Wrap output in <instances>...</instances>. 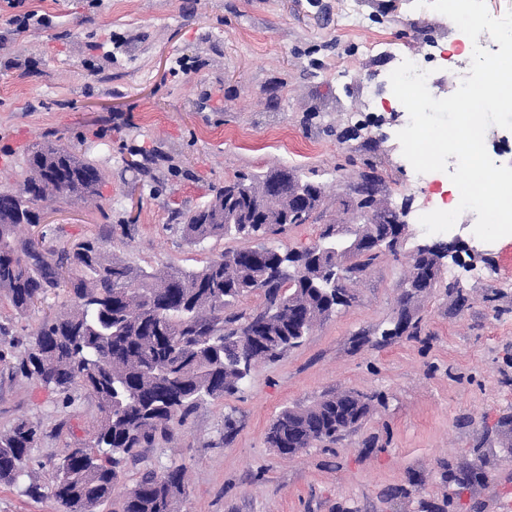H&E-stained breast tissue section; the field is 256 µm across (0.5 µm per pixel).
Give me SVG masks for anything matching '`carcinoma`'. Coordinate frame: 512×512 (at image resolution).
Returning a JSON list of instances; mask_svg holds the SVG:
<instances>
[{
	"mask_svg": "<svg viewBox=\"0 0 512 512\" xmlns=\"http://www.w3.org/2000/svg\"><path fill=\"white\" fill-rule=\"evenodd\" d=\"M27 175L12 189L0 191V295L26 312L48 288L64 287L69 305L42 322L28 347L0 350V360L13 359L15 372L31 383L50 388L73 401L79 386L98 401L100 419L90 441L58 458L51 495L59 512H100L123 479L121 464L137 449L168 431L177 414H187L207 399H221L242 385L235 369V351L242 345L251 361L274 359L303 340L332 313L326 288L318 281L324 266L345 268L349 279L364 272L382 249L357 245L340 254L316 246L300 251L308 260V276L288 275V251L265 240L282 233L280 215L298 209L284 188L270 195L275 170L240 175L213 189L208 205L180 213L187 237L201 242L235 234L259 244L224 252L202 268L167 267L148 273L107 254L103 243L87 238L69 253L75 273L60 281L58 267L39 249V242L21 236L38 223L42 203L72 197L94 198L103 179L101 169L76 149L53 142L33 148ZM360 208L372 215L360 233L375 240L392 234V212L377 198V178L365 174ZM244 186L233 202L247 216L245 224L224 223V192ZM439 271L434 259L412 254L408 281L416 289L431 287ZM264 305L278 304L279 317L242 323L224 317L256 289ZM371 397L343 392L328 395L306 408H286L273 421L267 439L288 454L314 442L336 439V418H364ZM40 425L19 419L0 433V482L32 498L41 487L26 481L24 462L37 447ZM186 470L171 465L140 473L123 496L119 512H175L186 494Z\"/></svg>",
	"mask_w": 512,
	"mask_h": 512,
	"instance_id": "1",
	"label": "carcinoma"
}]
</instances>
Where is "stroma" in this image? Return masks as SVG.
Masks as SVG:
<instances>
[{
  "label": "stroma",
  "mask_w": 512,
  "mask_h": 512,
  "mask_svg": "<svg viewBox=\"0 0 512 512\" xmlns=\"http://www.w3.org/2000/svg\"><path fill=\"white\" fill-rule=\"evenodd\" d=\"M44 24L20 31L0 0V189L14 187L28 151L75 147L103 173L89 202L43 205L34 227L51 261L95 237L147 270L201 268L247 247L235 235L189 240L178 211L210 200L211 186L288 167L321 182L323 206L272 242L315 243L342 217L362 174L406 209L398 254L383 252L350 285L351 300L300 346L252 365L224 399L174 418L134 460L102 512L148 467L182 465L180 512H512V235L480 241L463 212L442 233L457 244L432 288L403 299L418 222L439 183L415 188L397 134L403 121L385 83L386 60L366 49L429 43L462 48L449 18L417 15L409 0H22ZM357 11L366 28L350 26ZM149 160L147 170L135 169ZM51 288L25 313L0 300V344L26 347L66 307ZM404 334L382 341L400 310ZM345 391L371 397L369 414L336 441L293 455L271 448L276 416ZM71 404L0 362V432L21 418L42 438L26 463L51 485L53 462L88 442L98 403L82 388Z\"/></svg>",
  "instance_id": "1"
}]
</instances>
